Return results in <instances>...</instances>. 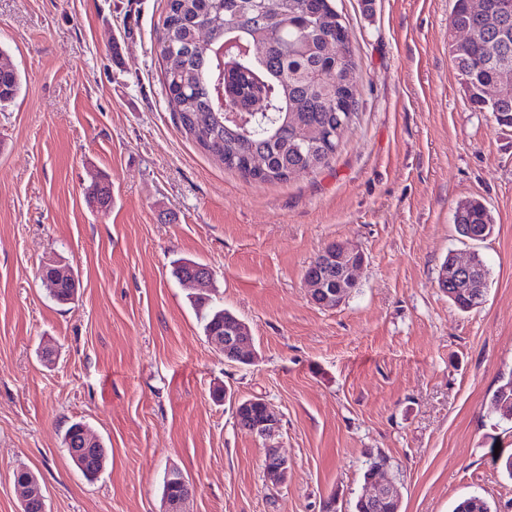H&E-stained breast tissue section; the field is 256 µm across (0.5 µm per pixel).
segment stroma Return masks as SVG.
<instances>
[{"instance_id":"obj_1","label":"stroma","mask_w":512,"mask_h":512,"mask_svg":"<svg viewBox=\"0 0 512 512\" xmlns=\"http://www.w3.org/2000/svg\"><path fill=\"white\" fill-rule=\"evenodd\" d=\"M167 0H0V55L21 76L0 108V512H21L16 470L46 512H165L179 468L186 512H354L372 454L390 457L402 512H451L472 494L512 512V422L490 409L512 377V130L474 111L448 50L452 0H334L361 104L328 167L258 184L200 149L165 96ZM112 184L97 208L87 187ZM482 199L491 238L463 240L457 203ZM334 242L365 254L342 305L304 273ZM477 251L485 303L458 311L437 284L448 252ZM213 272L214 303L243 320L258 360H225L171 262ZM63 261L61 305L41 268ZM282 418L292 463L266 484L264 448L234 398ZM87 423L109 450L85 478L62 445ZM47 271L44 278L40 277L43 287L57 302H67L73 300L80 281L77 273L72 267L66 264H48L44 266ZM166 478L168 483L164 477L161 487L162 500L168 501L169 497L173 494V489L169 485L181 487V494L171 497V499L168 501V512H179L180 505L188 498L190 494L189 485L177 468L169 469L166 473Z\"/></svg>"}]
</instances>
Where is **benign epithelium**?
I'll return each mask as SVG.
<instances>
[{
	"instance_id": "7a95c632",
	"label": "benign epithelium",
	"mask_w": 512,
	"mask_h": 512,
	"mask_svg": "<svg viewBox=\"0 0 512 512\" xmlns=\"http://www.w3.org/2000/svg\"><path fill=\"white\" fill-rule=\"evenodd\" d=\"M346 256L355 261L357 268H362L365 255L357 246L338 242L326 246L319 253V260L325 265L338 261ZM311 277H305V285L309 299L319 307H335L343 302V295L334 289L319 299V289L310 283ZM215 344L224 353V358L242 365H250L257 359L253 336L241 327L229 328L222 336L212 338ZM232 413L237 425L250 436L262 441L264 459L262 463L266 481L278 486L287 482L290 471V462L278 445V437L282 432L281 417L271 405L261 397L235 400L232 403ZM388 465L379 464L372 467L371 477L360 497L364 503L372 506L374 512H379L385 505L391 503L400 506L402 497L400 488L387 476ZM168 484L182 489L181 494L171 497L168 501V512H179L180 505L188 498L190 488L181 472L171 468L166 473Z\"/></svg>"
}]
</instances>
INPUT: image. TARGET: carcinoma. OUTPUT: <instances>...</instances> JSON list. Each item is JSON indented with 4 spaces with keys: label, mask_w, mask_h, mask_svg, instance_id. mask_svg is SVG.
<instances>
[{
    "label": "carcinoma",
    "mask_w": 512,
    "mask_h": 512,
    "mask_svg": "<svg viewBox=\"0 0 512 512\" xmlns=\"http://www.w3.org/2000/svg\"><path fill=\"white\" fill-rule=\"evenodd\" d=\"M343 20L326 0H267L259 11L256 0H167L159 56L168 105L178 125L224 167L257 183L287 182L327 167L360 105L358 67L349 39L341 34ZM449 43L459 84L473 110L488 112L500 127H512V0H453L448 16ZM239 37L250 46L243 56L218 58L209 42ZM0 63V107L15 99L20 76ZM243 109L259 105L263 120L241 128L228 121L217 104L219 90ZM89 195L100 208L112 203L110 187L93 182ZM454 224L458 234L476 244L495 229L490 209L477 198L460 201ZM467 258L478 275L476 288L466 292L450 282L443 292L460 311L481 306L475 290L488 288V269L481 256ZM204 264L190 258L173 261V274L196 290L193 304L204 335L222 336L237 316L209 305L212 281L197 282ZM43 287L53 299L74 298L80 281L66 264L44 266ZM316 276L326 291H346L355 283L336 266L319 265ZM492 412L512 421V377L492 395ZM66 448L95 449L96 471L104 468L107 450L83 422L69 425ZM21 502L45 498L36 476L16 485ZM452 512H498L495 502L471 495L456 502Z\"/></svg>",
    "instance_id": "obj_1"
}]
</instances>
